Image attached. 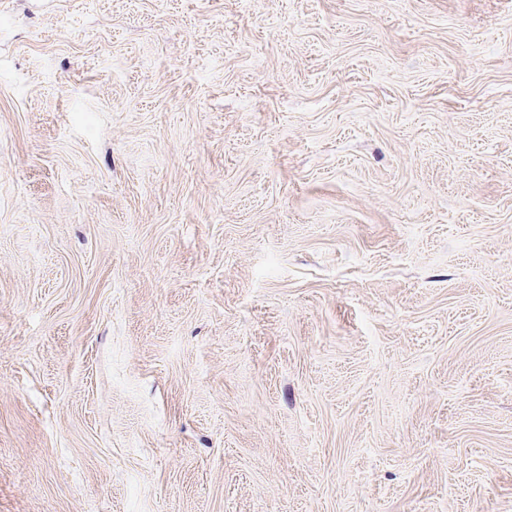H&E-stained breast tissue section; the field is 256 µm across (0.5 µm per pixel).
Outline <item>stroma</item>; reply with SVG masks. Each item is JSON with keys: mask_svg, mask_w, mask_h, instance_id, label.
<instances>
[{"mask_svg": "<svg viewBox=\"0 0 512 512\" xmlns=\"http://www.w3.org/2000/svg\"><path fill=\"white\" fill-rule=\"evenodd\" d=\"M0 512H512V0H0Z\"/></svg>", "mask_w": 512, "mask_h": 512, "instance_id": "obj_1", "label": "stroma"}]
</instances>
